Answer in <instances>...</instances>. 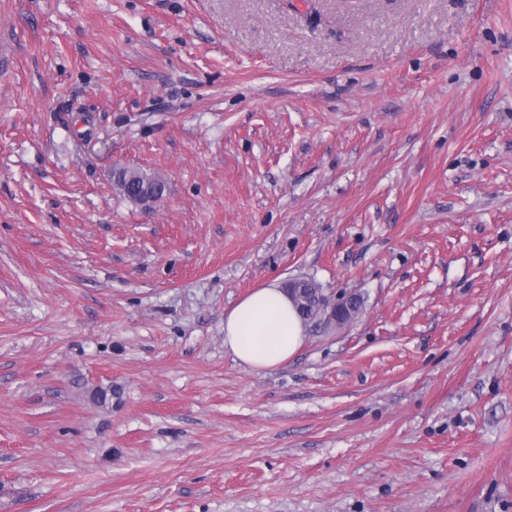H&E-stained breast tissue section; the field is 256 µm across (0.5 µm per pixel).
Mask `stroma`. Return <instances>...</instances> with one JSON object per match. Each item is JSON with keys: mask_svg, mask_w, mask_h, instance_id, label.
Listing matches in <instances>:
<instances>
[{"mask_svg": "<svg viewBox=\"0 0 512 512\" xmlns=\"http://www.w3.org/2000/svg\"><path fill=\"white\" fill-rule=\"evenodd\" d=\"M0 512H512V0H0ZM116 185L123 195L134 201L142 202L145 195L153 194L158 186L161 185L159 190V198L163 195L164 184L158 181L155 177H149L139 171L122 169L115 173ZM294 288V289H293ZM312 279H298L289 294L304 321L318 322L314 300L301 303L296 294L316 292ZM291 299L276 281L251 290L224 313V347L240 364L255 371L279 368L305 341L304 325Z\"/></svg>", "mask_w": 512, "mask_h": 512, "instance_id": "stroma-1", "label": "stroma"}]
</instances>
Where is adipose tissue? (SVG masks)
<instances>
[{
    "label": "adipose tissue",
    "mask_w": 512,
    "mask_h": 512,
    "mask_svg": "<svg viewBox=\"0 0 512 512\" xmlns=\"http://www.w3.org/2000/svg\"><path fill=\"white\" fill-rule=\"evenodd\" d=\"M305 341L304 325L277 282L258 286L224 315V347L240 364L256 370L279 368Z\"/></svg>",
    "instance_id": "obj_1"
}]
</instances>
